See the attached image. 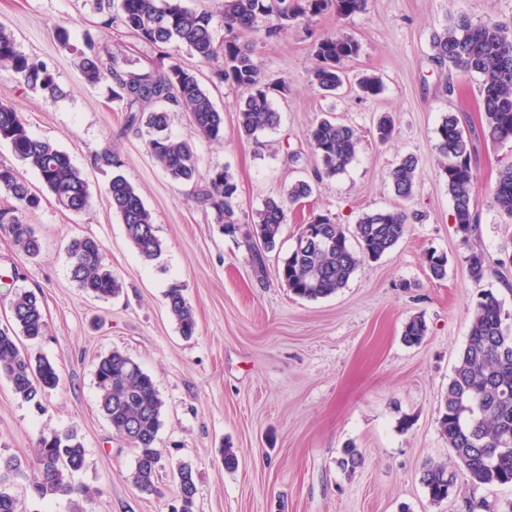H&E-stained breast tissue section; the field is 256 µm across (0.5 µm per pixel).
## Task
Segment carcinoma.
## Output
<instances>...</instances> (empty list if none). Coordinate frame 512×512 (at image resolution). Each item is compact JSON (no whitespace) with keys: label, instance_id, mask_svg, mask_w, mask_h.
Listing matches in <instances>:
<instances>
[{"label":"carcinoma","instance_id":"obj_1","mask_svg":"<svg viewBox=\"0 0 512 512\" xmlns=\"http://www.w3.org/2000/svg\"><path fill=\"white\" fill-rule=\"evenodd\" d=\"M366 4L367 0H222L219 11L213 13L186 7L182 0H120L119 10L123 26L142 40L158 46H184L202 62L222 63L224 81L245 91L237 104V124L240 136L250 139L276 127L280 116L273 107L270 86L254 60L253 44L244 41V36L262 31L270 38L288 23L319 16L333 6L337 16L346 18L365 11ZM216 17L224 22L225 35L220 41L214 35ZM434 50L438 63L481 77L483 118L477 136L493 143L512 142V26L491 19L475 24L461 14L435 37ZM359 51L360 44L352 36L338 32L320 35L314 43L316 63L310 71L311 83L327 94L336 92L344 83L343 64ZM0 62L9 64L28 87L58 92L46 66L20 54L13 35L2 26ZM82 71L92 84L110 79L118 86L114 95L125 101L131 127L137 125V113L144 111L146 104L167 101L181 104L191 113L200 135L212 141L224 137L223 113L216 109L196 74L178 64L146 70L130 57L120 58L106 49L84 58ZM167 126V113L150 112L147 127L152 135L147 147L152 158L174 181L198 182L193 142L172 138L166 133ZM437 134L453 221L462 241L468 244L479 230L473 196L474 137L453 113L443 118ZM2 141L37 174L61 208L75 213L86 210L89 185L70 157L54 143L33 137L19 113L0 101ZM308 144L319 164V175L333 177L355 159L360 137L354 128L323 118L309 130ZM418 164V158L409 154L390 172L398 198H412ZM0 193L15 202L0 211V224L9 225L14 244L23 252L39 255L40 239L32 225L23 223L19 211L37 207L40 197L17 170L6 165H0ZM107 193L133 246L148 260L156 257L161 244L153 218L134 187L123 176L115 175ZM311 194L309 182L294 183L288 188L287 199H267L246 230L235 218L237 184L228 171L210 173L197 198L214 210L226 233H243L249 245L257 238L271 251L286 220L285 202L296 203ZM493 200L500 213L512 218V163L499 171ZM308 228L312 234L281 260L277 273L293 295L317 300L345 288L364 261L378 260L389 252L406 234L407 222L402 211L381 209L364 214L351 229L328 215L314 216ZM353 240L356 249L351 245ZM69 254L84 258V262L71 265L72 278L82 291L99 299L120 293L122 286L105 264L99 240L75 237ZM447 266L445 254L434 249L426 253L431 278L444 279ZM467 268L470 278L482 280L487 271L486 255L478 249L471 251ZM167 300L181 334L194 335V311L182 289H169ZM11 311L13 325L0 328V375L10 382L16 395L40 409L47 393L60 381L56 366L30 353L21 342L23 338L38 341L45 335L41 297L31 290L16 291ZM427 331L426 321L414 317L404 326L403 341L419 344ZM95 378L101 413L113 431L136 450L131 482L140 492L151 494L163 457L156 441L164 402L155 382L118 349L98 358ZM438 423L453 452L454 465L433 461L423 465L420 482L431 502L448 499L461 475L479 486L512 485V327L505 324L502 302L492 294H484L475 302L467 340L448 382ZM361 461L357 448L345 447L338 466L353 470ZM84 465L85 448L74 433L40 435L34 460L38 472L35 492L41 498L72 494L89 498L93 491L76 488L70 480ZM22 475L21 460L0 455V512H20L21 503L11 492V485ZM175 481L179 506L171 512H194L196 482L190 464L178 465Z\"/></svg>","mask_w":512,"mask_h":512}]
</instances>
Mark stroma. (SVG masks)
I'll return each instance as SVG.
<instances>
[{
    "label": "stroma",
    "instance_id": "35a3bbf8",
    "mask_svg": "<svg viewBox=\"0 0 512 512\" xmlns=\"http://www.w3.org/2000/svg\"><path fill=\"white\" fill-rule=\"evenodd\" d=\"M473 22L512 25V0H368L347 18L328 10L298 20L270 39L255 38L254 55L267 80L286 81L274 96L276 128L241 138L236 106L244 92L186 49L157 46L129 33L108 0H0V26L17 51L46 64L59 92L27 87L9 64H0V101L19 112L30 132L55 142L86 178V212L59 207L31 171L23 176L40 198L26 210L42 242L38 257L18 249L0 224V327L11 324V300L19 289L42 298L47 329L29 350L51 360L60 382L35 410L0 376V454L30 460L40 433L72 431L86 450L72 481L93 490L87 512H171L178 463L196 472L195 512H469L488 503L502 512L512 487L473 486L459 479L456 492L431 503L420 483L426 461L450 458L439 424V406L464 347L472 308L493 293L512 315V219L499 213L492 191L512 143L475 142L472 167L480 223L467 246L457 233L437 150V128L448 113L464 126L480 124L481 79L439 65L433 42L458 14ZM353 36L361 49L346 61L347 79L335 97L310 82L313 43L323 33ZM111 49L159 67L179 64L197 74L224 114V138L195 132L184 106L157 102L169 115L168 133L193 140L200 179L228 170L237 184L235 217L247 226L267 198L286 195L295 181L313 193L288 207L286 222L265 267L256 270L241 236H229L214 211L199 202L191 184L172 180L150 156L147 128L130 129L112 81L88 83L86 56ZM379 77L378 96L361 97L356 82ZM390 115L394 133L381 143L374 126ZM355 128L361 145L336 176L317 178L307 133L324 116ZM112 150L119 169L97 163ZM419 159L414 195L399 201L390 171L406 155ZM123 175L151 212L161 252L143 259L106 193L113 174ZM402 208L408 214L402 240L379 260L363 264L335 295L295 297L276 269L295 244L298 228L316 214L350 227L367 212ZM75 236L98 239L105 263L122 285L118 296L95 299L70 275L67 247ZM491 265L482 280L467 270L471 248ZM448 257L444 280L431 279L424 256ZM180 287L196 320L183 337L171 319L165 294ZM423 317L421 344L403 342L411 318ZM118 349L137 361L164 402L157 445L164 451L152 494L129 476L135 451L101 414L95 364ZM353 445L363 456L354 471L336 460ZM238 457L224 467L225 449Z\"/></svg>",
    "mask_w": 512,
    "mask_h": 512
}]
</instances>
